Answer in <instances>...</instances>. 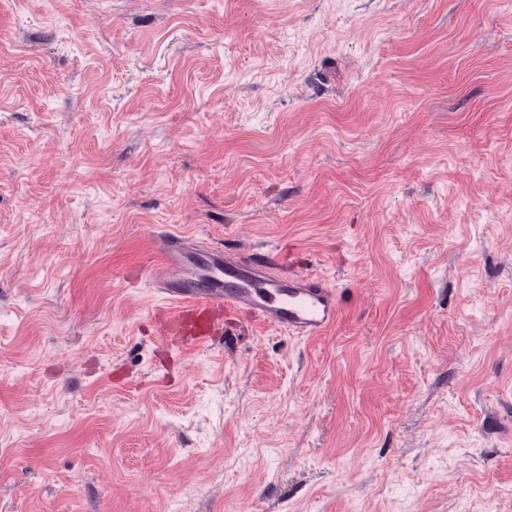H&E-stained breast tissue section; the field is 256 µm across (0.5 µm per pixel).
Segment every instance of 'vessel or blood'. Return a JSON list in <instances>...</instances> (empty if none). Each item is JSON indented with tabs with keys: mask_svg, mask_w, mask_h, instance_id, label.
<instances>
[{
	"mask_svg": "<svg viewBox=\"0 0 512 512\" xmlns=\"http://www.w3.org/2000/svg\"><path fill=\"white\" fill-rule=\"evenodd\" d=\"M163 238L161 258L126 279L150 289L171 342L203 347L232 316L295 339L322 335L336 321L337 288L316 274L282 275L271 251L207 243L177 230Z\"/></svg>",
	"mask_w": 512,
	"mask_h": 512,
	"instance_id": "vessel-or-blood-1",
	"label": "vessel or blood"
}]
</instances>
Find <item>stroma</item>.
Wrapping results in <instances>:
<instances>
[{"instance_id": "35a3bbf8", "label": "stroma", "mask_w": 512, "mask_h": 512, "mask_svg": "<svg viewBox=\"0 0 512 512\" xmlns=\"http://www.w3.org/2000/svg\"><path fill=\"white\" fill-rule=\"evenodd\" d=\"M149 225L335 324L171 344ZM0 512H512V0H0Z\"/></svg>"}]
</instances>
